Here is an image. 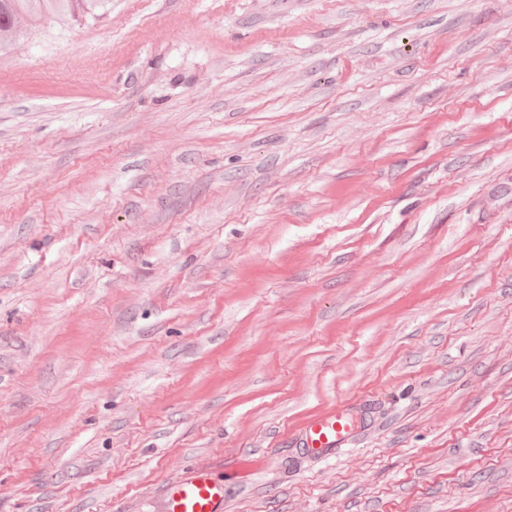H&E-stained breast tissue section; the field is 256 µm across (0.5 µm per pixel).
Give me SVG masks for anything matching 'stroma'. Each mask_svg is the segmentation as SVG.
I'll list each match as a JSON object with an SVG mask.
<instances>
[{
    "label": "stroma",
    "mask_w": 512,
    "mask_h": 512,
    "mask_svg": "<svg viewBox=\"0 0 512 512\" xmlns=\"http://www.w3.org/2000/svg\"><path fill=\"white\" fill-rule=\"evenodd\" d=\"M18 23L0 512H163L195 467L224 512H512V0ZM361 424V416L347 408H337L302 428V446L307 455L329 459L348 448Z\"/></svg>",
    "instance_id": "stroma-1"
}]
</instances>
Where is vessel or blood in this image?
<instances>
[{
    "mask_svg": "<svg viewBox=\"0 0 512 512\" xmlns=\"http://www.w3.org/2000/svg\"><path fill=\"white\" fill-rule=\"evenodd\" d=\"M361 417L347 408L329 411L302 429V446L307 455L329 459L350 445ZM166 512H224V487L207 474L186 472L164 491Z\"/></svg>",
    "mask_w": 512,
    "mask_h": 512,
    "instance_id": "obj_1",
    "label": "vessel or blood"
}]
</instances>
